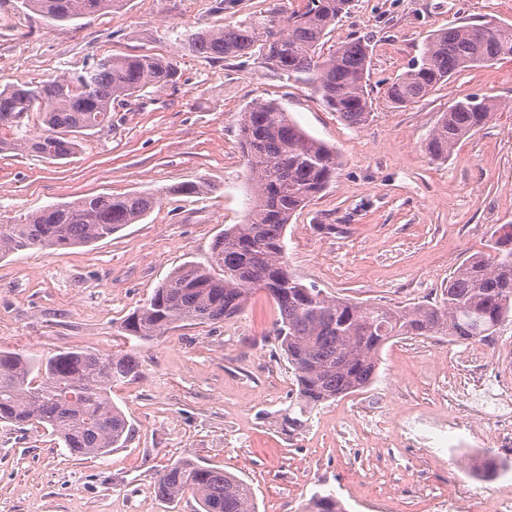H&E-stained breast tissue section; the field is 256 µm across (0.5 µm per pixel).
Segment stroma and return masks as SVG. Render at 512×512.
<instances>
[{
	"label": "stroma",
	"mask_w": 512,
	"mask_h": 512,
	"mask_svg": "<svg viewBox=\"0 0 512 512\" xmlns=\"http://www.w3.org/2000/svg\"><path fill=\"white\" fill-rule=\"evenodd\" d=\"M305 0H125L123 7L49 25L20 0H0V85L82 71L106 56L179 61L177 85L147 88L84 138L79 152L46 160L0 152V216L17 219L101 194L153 192L161 203L138 223L85 247L0 259V349L48 354L133 350L135 380L112 401L133 433L126 447L79 460L44 430L0 423V512H197L169 503L157 472L181 457L218 466L251 485L258 512H302L317 492L346 512H496L512 475L477 473L511 451L476 419L443 441L412 443L414 418L448 420L454 394L484 398L512 380V322L493 336L390 341L373 382L300 415L298 386L271 330L277 304L252 292L237 316L185 324L142 343L121 329L175 268L207 262L225 225L243 223L250 194L238 127L252 101L278 103L332 147L329 187L290 220V271L329 297L408 306L440 297L448 277L512 224V60L455 74L419 103L396 108L385 90L419 59L427 37L451 24H512V0H352L326 37L333 47L371 42V117L352 127L310 84L267 71L259 57L211 61L184 52L178 34L302 8ZM498 110L448 160L425 146L457 98ZM194 182L195 196L168 194Z\"/></svg>",
	"instance_id": "35a3bbf8"
}]
</instances>
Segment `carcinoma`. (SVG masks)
Listing matches in <instances>:
<instances>
[{
  "label": "carcinoma",
  "mask_w": 512,
  "mask_h": 512,
  "mask_svg": "<svg viewBox=\"0 0 512 512\" xmlns=\"http://www.w3.org/2000/svg\"><path fill=\"white\" fill-rule=\"evenodd\" d=\"M124 0H21L50 22H71L110 11ZM349 0H306L301 9L264 19L179 35L183 51L200 58L259 55L264 66L312 84L325 106L359 126L371 115L367 92L370 44L355 39L327 53L322 41ZM478 24L430 35L421 58L388 84L396 107L423 100L461 69L512 58V25L487 35ZM178 61L149 54L107 56L83 72L0 88V152L20 149L48 160L67 159L87 132L112 126V112L144 88L177 83ZM495 103L465 95L443 113L426 150L446 160L461 139L487 124ZM239 145L251 194L248 219L224 227L208 265L185 262L129 313L122 329L150 342L178 323L214 324L240 313L249 293L265 291L277 304L278 347L292 365L301 409L360 391L375 378L379 353L402 336L484 339L512 320V224L492 235L490 252L466 260L441 297L408 308L330 298L288 270L284 236L291 217L324 191L336 174V152L310 137L273 102L254 101L239 126ZM155 193L99 195L21 221L0 218V258L38 249L90 245L134 224L157 205ZM139 374L131 352L103 355L60 351L50 356L0 350V422L42 427L72 455L98 458L125 446L132 425L112 403V385ZM155 492L174 501L191 494L203 512H258L249 485L221 468L183 458L159 470ZM304 512H344L333 495H313Z\"/></svg>",
  "instance_id": "cac0c4a2"
}]
</instances>
